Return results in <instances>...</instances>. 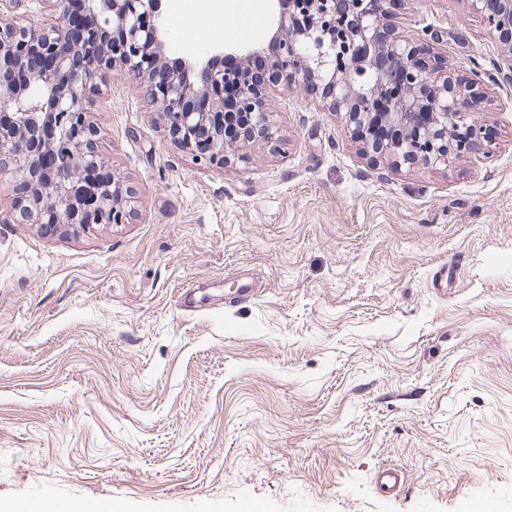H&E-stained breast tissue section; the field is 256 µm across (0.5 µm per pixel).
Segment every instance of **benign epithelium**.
I'll list each match as a JSON object with an SVG mask.
<instances>
[{
    "label": "benign epithelium",
    "mask_w": 512,
    "mask_h": 512,
    "mask_svg": "<svg viewBox=\"0 0 512 512\" xmlns=\"http://www.w3.org/2000/svg\"><path fill=\"white\" fill-rule=\"evenodd\" d=\"M52 25L20 24L0 9V175L9 174L20 216L52 232L91 224H123L129 189L116 177L92 182L102 164L89 121L93 94L115 70L138 80L159 107L171 139L211 165L224 167L241 145H271L276 131L270 90L320 91L330 112L342 113L367 153L397 164H448L477 149L469 123L484 92L459 83L419 57L433 33L401 34L388 0H273L269 34L255 46L212 45L204 59L167 55L162 0H81L83 38L69 36L72 0H49ZM490 33L512 31V0L483 12ZM270 53L275 82L262 86L224 58ZM238 90L237 108L250 126L224 133V87Z\"/></svg>",
    "instance_id": "benign-epithelium-1"
}]
</instances>
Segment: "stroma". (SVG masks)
I'll list each match as a JSON object with an SVG mask.
<instances>
[{
    "label": "stroma",
    "instance_id": "obj_1",
    "mask_svg": "<svg viewBox=\"0 0 512 512\" xmlns=\"http://www.w3.org/2000/svg\"><path fill=\"white\" fill-rule=\"evenodd\" d=\"M395 2L482 86L476 152L394 167L318 94L273 91L274 146L218 168L117 72L91 119L125 223L43 231L0 176L1 503L512 512V42L478 0ZM163 9L205 57L217 20Z\"/></svg>",
    "mask_w": 512,
    "mask_h": 512
}]
</instances>
